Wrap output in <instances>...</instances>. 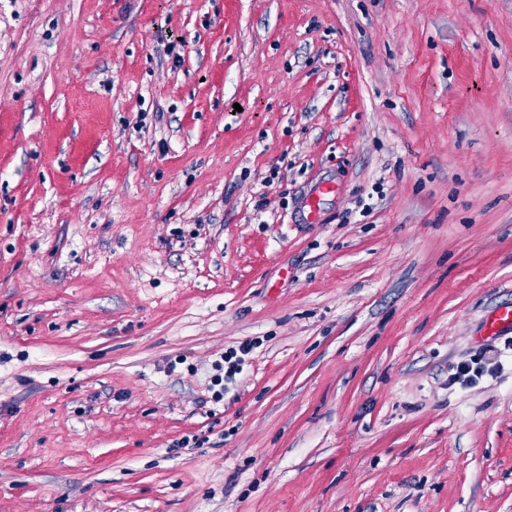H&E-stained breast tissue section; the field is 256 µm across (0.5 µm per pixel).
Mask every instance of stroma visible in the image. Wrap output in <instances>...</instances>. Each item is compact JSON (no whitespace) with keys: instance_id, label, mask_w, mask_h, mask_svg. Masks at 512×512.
<instances>
[{"instance_id":"1","label":"stroma","mask_w":512,"mask_h":512,"mask_svg":"<svg viewBox=\"0 0 512 512\" xmlns=\"http://www.w3.org/2000/svg\"><path fill=\"white\" fill-rule=\"evenodd\" d=\"M508 303L512 0H0V512H512ZM477 366L472 364H461L456 368V372L453 373L451 381L468 383L477 377H481L485 374L493 373L497 369V362L491 358H487L484 361L480 359L478 362H474Z\"/></svg>"}]
</instances>
